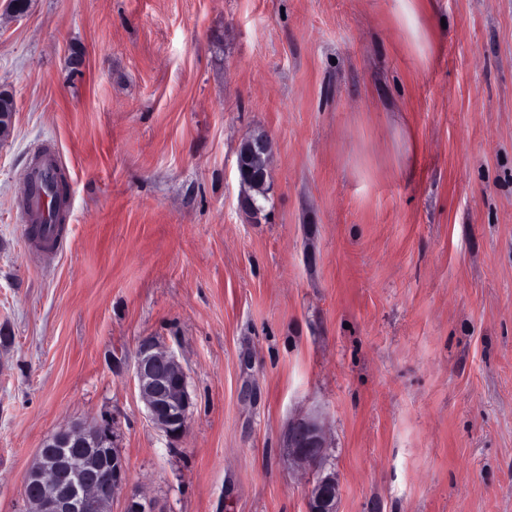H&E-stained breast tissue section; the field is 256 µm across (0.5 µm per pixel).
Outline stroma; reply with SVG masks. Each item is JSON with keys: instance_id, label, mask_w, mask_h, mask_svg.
<instances>
[{"instance_id": "stroma-1", "label": "stroma", "mask_w": 512, "mask_h": 512, "mask_svg": "<svg viewBox=\"0 0 512 512\" xmlns=\"http://www.w3.org/2000/svg\"><path fill=\"white\" fill-rule=\"evenodd\" d=\"M437 4L424 68L389 0H0V512L47 436L101 420L111 512H305L303 417L340 512H512V0ZM42 144L55 254L20 208ZM146 338L188 376L178 441L138 394ZM271 140L265 134L244 138L238 148L236 171L241 180L264 186L271 155ZM288 456L310 469L322 470L325 462L326 439L321 424L312 418L294 421L288 429Z\"/></svg>"}]
</instances>
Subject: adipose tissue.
I'll list each match as a JSON object with an SVG mask.
<instances>
[{
	"label": "adipose tissue",
	"mask_w": 512,
	"mask_h": 512,
	"mask_svg": "<svg viewBox=\"0 0 512 512\" xmlns=\"http://www.w3.org/2000/svg\"><path fill=\"white\" fill-rule=\"evenodd\" d=\"M436 0H394L393 22L403 42L421 66H429L435 51Z\"/></svg>",
	"instance_id": "adipose-tissue-1"
}]
</instances>
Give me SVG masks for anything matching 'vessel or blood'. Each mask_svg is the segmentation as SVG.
Segmentation results:
<instances>
[{
  "instance_id": "b4317fda",
  "label": "vessel or blood",
  "mask_w": 512,
  "mask_h": 512,
  "mask_svg": "<svg viewBox=\"0 0 512 512\" xmlns=\"http://www.w3.org/2000/svg\"><path fill=\"white\" fill-rule=\"evenodd\" d=\"M59 171L60 165L57 158L43 149L37 152L35 161L30 165L24 180L25 213L35 222L45 225V240L49 247L58 250L63 247L60 221L48 215L52 202L47 195L46 185Z\"/></svg>"
}]
</instances>
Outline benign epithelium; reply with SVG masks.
<instances>
[{"mask_svg": "<svg viewBox=\"0 0 512 512\" xmlns=\"http://www.w3.org/2000/svg\"><path fill=\"white\" fill-rule=\"evenodd\" d=\"M271 140L265 134L244 138L238 148L236 171L240 179L264 185L271 155ZM135 381L147 417L170 440L182 438L188 428L192 396L187 373L173 352L146 339L139 345ZM107 432L104 422H78L48 436L39 451L41 462L29 469L24 484L36 494H24L30 512H108L116 491L128 473L123 457L104 463L92 457L93 476L70 477L63 460L50 448H96ZM288 456L310 469L324 466L326 439L321 424L312 418L294 421L288 429ZM338 480L333 474L317 478L307 494L306 512H338Z\"/></svg>", "mask_w": 512, "mask_h": 512, "instance_id": "benign-epithelium-1", "label": "benign epithelium"}]
</instances>
